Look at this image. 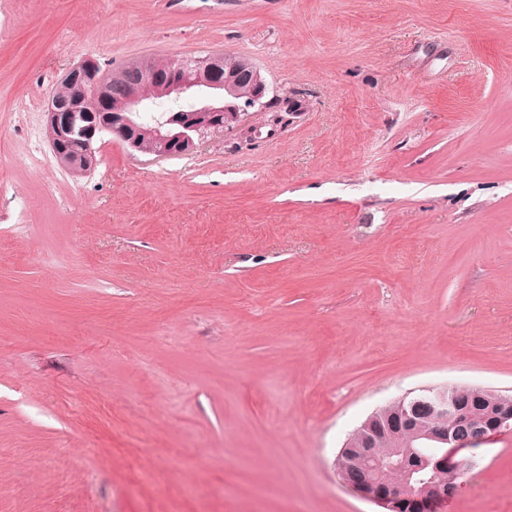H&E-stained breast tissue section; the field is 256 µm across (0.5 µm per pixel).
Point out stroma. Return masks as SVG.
Here are the masks:
<instances>
[{"label": "stroma", "mask_w": 512, "mask_h": 512, "mask_svg": "<svg viewBox=\"0 0 512 512\" xmlns=\"http://www.w3.org/2000/svg\"><path fill=\"white\" fill-rule=\"evenodd\" d=\"M3 13L0 512H384L336 474L367 416L429 386L512 394V0ZM222 51L305 111L57 163L65 68ZM455 456L478 482L437 512H512V433Z\"/></svg>", "instance_id": "1"}]
</instances>
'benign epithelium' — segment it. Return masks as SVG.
Returning <instances> with one entry per match:
<instances>
[{"mask_svg":"<svg viewBox=\"0 0 512 512\" xmlns=\"http://www.w3.org/2000/svg\"><path fill=\"white\" fill-rule=\"evenodd\" d=\"M229 58L226 53H216L196 61L193 66L171 58L164 70L153 63H144L139 70V80L128 84L125 96L112 102L110 110L107 109L106 78L95 59L86 58L67 68L61 84L67 87L69 96L61 99L53 95L47 112V135L55 157L65 160L74 174L90 172L96 165L94 144L98 135L106 131L132 150L142 152L137 115L145 107L143 84L155 87L160 96L191 99L195 103L192 111L176 119L169 118L148 131L156 157L185 155L197 148L205 134L240 125L249 110L260 112L265 108L263 98L267 85L257 67L245 58L231 63L233 75L225 80L202 76L204 72H221ZM421 392L428 399L429 424L425 430H416L413 434L416 439L435 442L444 449L475 448L494 435L512 432V395L472 385L427 387ZM472 397L484 398L488 406L486 413L479 417L466 416L470 427L468 435L439 425V421L462 413L464 404ZM385 431L386 427L371 417L361 426L359 441H347L339 453L340 458L349 459L361 474L356 483L340 477L342 484L357 497L386 512H426L430 501L447 500L461 485L470 482V478L464 476L448 486L431 479L421 480L418 493H410L407 481L413 478L414 471L406 465L407 453H400L392 465L373 448L375 440ZM431 464L436 471L446 469L454 473L460 471L462 462L444 452L435 456ZM392 466L404 470L406 483L381 482V470Z\"/></svg>","mask_w":512,"mask_h":512,"instance_id":"benign-epithelium-1","label":"benign epithelium"}]
</instances>
